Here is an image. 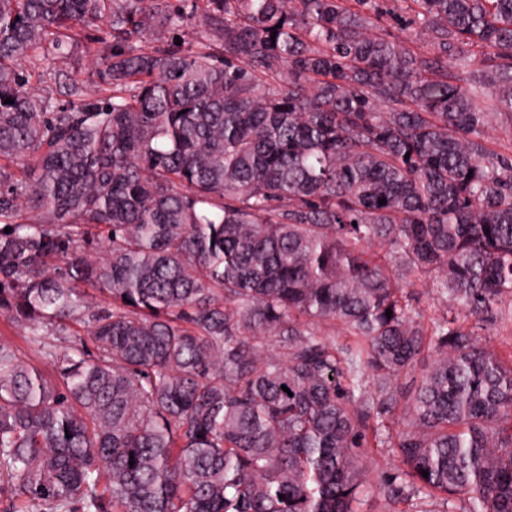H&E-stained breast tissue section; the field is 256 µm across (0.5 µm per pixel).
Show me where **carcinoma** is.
I'll list each match as a JSON object with an SVG mask.
<instances>
[{
  "mask_svg": "<svg viewBox=\"0 0 512 512\" xmlns=\"http://www.w3.org/2000/svg\"><path fill=\"white\" fill-rule=\"evenodd\" d=\"M502 114L512 0H0V512H512ZM485 330H479L483 340L491 350L508 353L512 349V322L502 318L499 310H494L483 322ZM0 342L15 346L22 358L38 365V359L23 337V330L0 316ZM364 464L370 472L371 485L363 493L358 512H414L407 503L389 505L376 489V483L401 472L403 464L389 448H364Z\"/></svg>",
  "mask_w": 512,
  "mask_h": 512,
  "instance_id": "obj_1",
  "label": "carcinoma"
}]
</instances>
